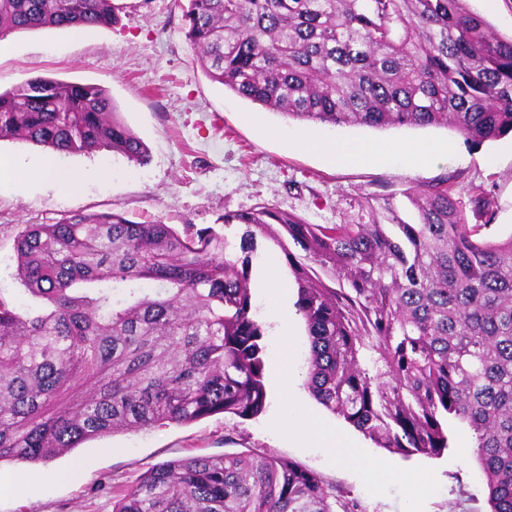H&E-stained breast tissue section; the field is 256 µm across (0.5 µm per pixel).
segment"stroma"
Segmentation results:
<instances>
[{"instance_id": "obj_1", "label": "stroma", "mask_w": 512, "mask_h": 512, "mask_svg": "<svg viewBox=\"0 0 512 512\" xmlns=\"http://www.w3.org/2000/svg\"><path fill=\"white\" fill-rule=\"evenodd\" d=\"M123 9L112 25L74 39L66 28L14 32L0 40V90L36 77L98 84L109 90L125 123L148 146L147 164L133 165L107 151L56 155L64 169H90L92 178L62 195L35 175L42 147L0 141V159L23 157V167L0 178V296L20 313L45 308L16 276L14 238L25 225L54 224L74 214L121 212L141 223L175 227L193 224L223 235L231 259L248 258L253 308L266 321L272 304L268 279L287 288L294 306L296 288L281 251L263 237L242 249L243 228L224 224V212L266 203L310 224H340L361 203L388 199L407 211L406 190L447 179L467 223L488 225L491 238L512 234V136L473 144L442 127H331L306 125L239 97L212 82L185 37L178 0H119ZM328 140L444 144L438 164L410 165L366 160L336 166L318 152L281 137V130ZM26 181L16 191L14 181ZM490 202L476 211L475 196ZM265 369L290 370L300 397L299 411L324 428L348 433L366 448L371 467L388 471L385 480L365 477L336 460L310 436L281 429L280 396L267 390V406L253 420L220 414L189 424L116 433L81 445L48 463H0V512H112L126 489L156 464L190 456H221L248 451L293 461L329 485L348 492L364 512H490L482 470L466 424H447L448 447L441 456L402 457L377 447L341 417L320 405L304 385L309 339L302 318L293 338L282 345L266 331ZM426 478L410 494L406 481Z\"/></svg>"}]
</instances>
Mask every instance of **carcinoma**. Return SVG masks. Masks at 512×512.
I'll use <instances>...</instances> for the list:
<instances>
[{
  "label": "carcinoma",
  "mask_w": 512,
  "mask_h": 512,
  "mask_svg": "<svg viewBox=\"0 0 512 512\" xmlns=\"http://www.w3.org/2000/svg\"><path fill=\"white\" fill-rule=\"evenodd\" d=\"M185 36L214 82L292 121L444 126L480 144L512 133V37L469 0H185ZM114 0H0V38L114 23ZM60 154L146 144L97 84L37 77L0 91V140ZM346 224L260 204L226 212L283 252L310 342L306 388L381 448L438 456L469 426L492 512H512V234L469 224L443 178ZM299 246V257L289 243ZM186 224L123 213L29 224L16 276L48 308L0 297V462L47 463L82 443L266 407L249 258ZM113 512H364L312 471L248 452L145 472Z\"/></svg>",
  "instance_id": "cac0c4a2"
}]
</instances>
